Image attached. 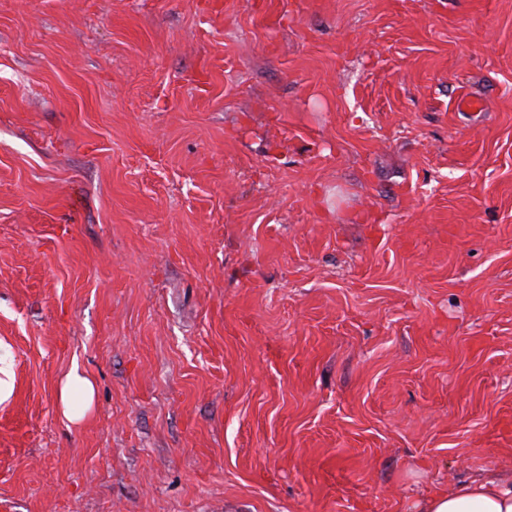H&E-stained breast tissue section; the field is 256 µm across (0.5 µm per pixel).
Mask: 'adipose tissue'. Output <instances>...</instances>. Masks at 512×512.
<instances>
[{
	"instance_id": "1",
	"label": "adipose tissue",
	"mask_w": 512,
	"mask_h": 512,
	"mask_svg": "<svg viewBox=\"0 0 512 512\" xmlns=\"http://www.w3.org/2000/svg\"><path fill=\"white\" fill-rule=\"evenodd\" d=\"M418 512H512V473H491L426 496Z\"/></svg>"
}]
</instances>
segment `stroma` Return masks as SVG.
<instances>
[{
    "label": "stroma",
    "instance_id": "35a3bbf8",
    "mask_svg": "<svg viewBox=\"0 0 512 512\" xmlns=\"http://www.w3.org/2000/svg\"><path fill=\"white\" fill-rule=\"evenodd\" d=\"M0 349V512L512 470V0H0ZM93 388L88 379L77 372H72L61 390V401L65 408V414L70 419H77L80 416L72 413L75 406L87 409L91 403Z\"/></svg>",
    "mask_w": 512,
    "mask_h": 512
}]
</instances>
